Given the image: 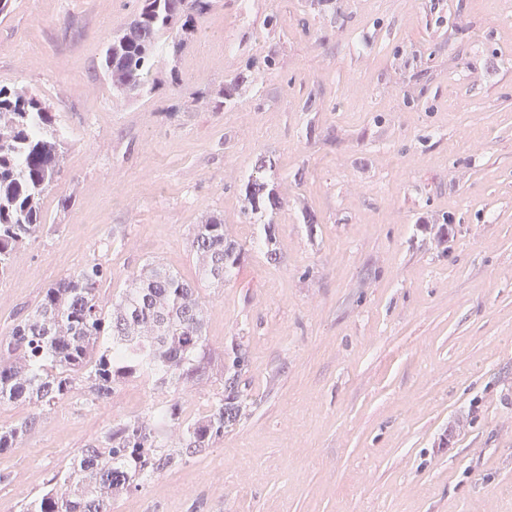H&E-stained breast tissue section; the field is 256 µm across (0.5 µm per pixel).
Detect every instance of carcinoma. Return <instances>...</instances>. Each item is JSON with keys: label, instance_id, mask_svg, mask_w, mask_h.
<instances>
[{"label": "carcinoma", "instance_id": "1", "mask_svg": "<svg viewBox=\"0 0 512 512\" xmlns=\"http://www.w3.org/2000/svg\"><path fill=\"white\" fill-rule=\"evenodd\" d=\"M129 21L112 33L101 67L112 94L130 100L154 93L159 53L174 63L200 32L212 0H138ZM250 66L224 77L214 109L235 110L247 99ZM65 139L56 115L25 86H0V277L16 253L44 229L43 199L63 169ZM267 160L241 181L243 213L264 225V251L280 260L274 217L281 201L263 176ZM198 279L193 285L157 262L144 264L108 307L98 299L104 271L88 265L49 287L34 311L16 319L0 351V406L28 403L21 421L0 426V454L37 426L44 410L87 385L89 402L101 405L129 379L151 383L159 398L136 419L112 422L97 443L80 449L76 462L54 474L21 505V512H111L119 494L139 489L161 474L205 452L224 429L246 414L240 388L249 363L240 343L232 347L228 377L213 393L205 414L184 415L182 391L202 383L209 367L206 311L200 290L222 286L242 257L224 233V216L212 213L195 225L191 241Z\"/></svg>", "mask_w": 512, "mask_h": 512}]
</instances>
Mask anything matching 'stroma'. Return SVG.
Listing matches in <instances>:
<instances>
[{"mask_svg": "<svg viewBox=\"0 0 512 512\" xmlns=\"http://www.w3.org/2000/svg\"><path fill=\"white\" fill-rule=\"evenodd\" d=\"M137 6L15 0L0 16V85L50 104L67 148L43 232L0 278V338L93 263L105 306L149 261L196 281L206 214L243 251L202 292L211 361L183 401L206 410L241 339L246 415L112 512H512L507 0H214L178 64L158 58L160 88L121 101L102 49ZM268 55L241 109L195 103ZM261 154L283 200L276 263L242 213ZM154 398L125 382L98 419L80 394L58 401L0 454V512Z\"/></svg>", "mask_w": 512, "mask_h": 512, "instance_id": "stroma-1", "label": "stroma"}]
</instances>
